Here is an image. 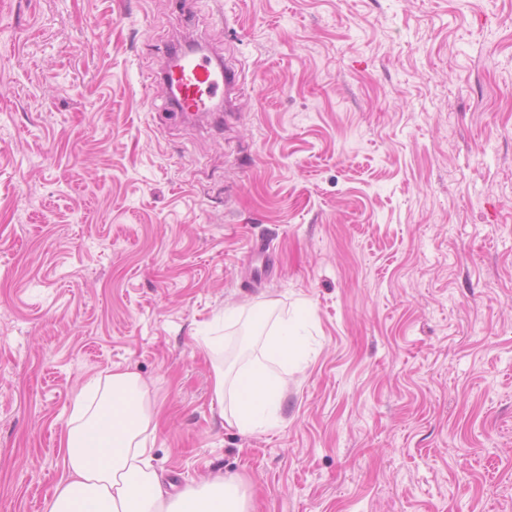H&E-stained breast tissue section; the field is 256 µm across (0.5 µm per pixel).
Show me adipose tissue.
<instances>
[{"instance_id":"1","label":"adipose tissue","mask_w":512,"mask_h":512,"mask_svg":"<svg viewBox=\"0 0 512 512\" xmlns=\"http://www.w3.org/2000/svg\"><path fill=\"white\" fill-rule=\"evenodd\" d=\"M235 397L233 423L249 433L274 416L282 391L256 363L239 372ZM157 427L138 373L89 381L74 400L61 442L67 473L46 512H249L236 478L216 474L178 491L162 483L152 464Z\"/></svg>"}]
</instances>
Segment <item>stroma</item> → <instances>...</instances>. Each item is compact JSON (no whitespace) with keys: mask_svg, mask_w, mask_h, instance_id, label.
I'll list each match as a JSON object with an SVG mask.
<instances>
[{"mask_svg":"<svg viewBox=\"0 0 512 512\" xmlns=\"http://www.w3.org/2000/svg\"><path fill=\"white\" fill-rule=\"evenodd\" d=\"M185 35L231 117L144 90ZM259 359L244 434L214 370ZM116 369L160 477L251 512H512V0H0V512H45ZM266 337V351L271 357L282 360H291L303 345L302 336H296L288 326V321L283 323L277 332ZM235 397L237 409L233 424L240 432L249 433L259 423L275 415L282 400V391L266 368L261 363H255L238 373Z\"/></svg>","mask_w":512,"mask_h":512,"instance_id":"stroma-1","label":"stroma"}]
</instances>
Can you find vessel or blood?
Segmentation results:
<instances>
[{"label": "vessel or blood", "mask_w": 512, "mask_h": 512, "mask_svg": "<svg viewBox=\"0 0 512 512\" xmlns=\"http://www.w3.org/2000/svg\"><path fill=\"white\" fill-rule=\"evenodd\" d=\"M243 83L239 70L225 65L216 67L209 56L192 57L172 77L160 84L178 100V110L194 119L208 111L210 102L234 93Z\"/></svg>", "instance_id": "obj_1"}]
</instances>
